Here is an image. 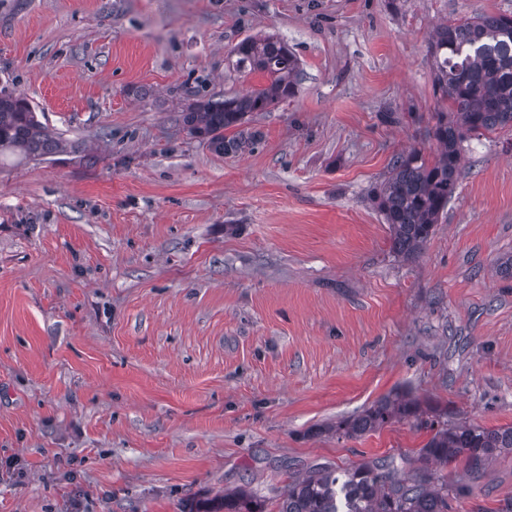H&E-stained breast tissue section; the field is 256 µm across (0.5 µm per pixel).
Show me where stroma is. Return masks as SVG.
Segmentation results:
<instances>
[{"instance_id":"obj_1","label":"stroma","mask_w":512,"mask_h":512,"mask_svg":"<svg viewBox=\"0 0 512 512\" xmlns=\"http://www.w3.org/2000/svg\"><path fill=\"white\" fill-rule=\"evenodd\" d=\"M512 0H0V90L60 153L0 156V512H203L247 486L415 463L443 425L512 426V127L463 144L422 250L371 201L393 158L432 159L439 24ZM273 35L297 91L218 154L182 111L265 84L231 49ZM395 113L396 122L384 121ZM410 391L359 437L337 421ZM467 496L512 498V454Z\"/></svg>"}]
</instances>
